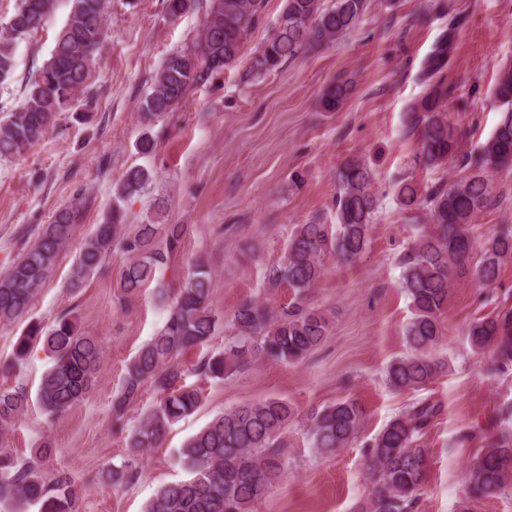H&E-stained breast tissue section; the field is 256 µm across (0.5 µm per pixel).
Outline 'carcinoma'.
<instances>
[{"mask_svg":"<svg viewBox=\"0 0 512 512\" xmlns=\"http://www.w3.org/2000/svg\"><path fill=\"white\" fill-rule=\"evenodd\" d=\"M56 3L20 0L0 27V82L13 72L16 46L45 26ZM266 7L267 0H206L199 41L163 60L143 102L142 118L153 122L235 65L248 37L264 22ZM367 7V0H333L330 6L325 0H283L271 33L254 56L250 75L269 74L313 46L336 42L359 24ZM105 9L106 0H70L69 14L48 58L28 83L20 104L0 120V157L21 156L43 141L62 114L73 109L78 94L90 90L108 38ZM426 9L449 22L424 59L423 92L404 121L407 132L416 135L415 162L432 169L457 155V131L446 109V72L462 14L455 0H429ZM353 90L350 78L329 84L321 94L322 109L340 110ZM494 95L502 108L501 119L476 155L458 159L462 176L450 183L442 180L421 194L414 183L400 182L401 205L411 211L413 220L425 219L434 228L418 235L399 260L400 286L411 309L404 331L410 354L394 359L386 369V382L394 390L421 391L441 377L448 363L433 351L443 336L441 316L451 288L466 278L492 284L512 259V227L502 225L479 243L470 234L471 224L495 201L491 173L512 167V62L500 70ZM152 178L147 168L129 169L118 187V199L138 193ZM337 181L336 223L295 225L287 251L268 270L269 282L292 288L294 300L279 311L260 299L242 301L231 315L235 332L226 337L224 347L189 369L177 361L178 354L211 343L224 322L213 308L211 271L197 260L179 287L169 292L159 284L158 295L169 302L166 320L127 366L112 395V420L123 423L148 384L159 399L140 415L130 436L128 458L101 470L105 484L118 488L139 479L144 452L161 447L170 428L202 406L200 390L186 384L187 374L222 382L264 361L302 360L323 343L328 319L308 305L306 295L319 281L327 257L346 263L361 257L377 211L368 163L347 160ZM79 215L77 202L58 210L26 253L0 274L1 325L28 313L38 288L73 238ZM187 231L185 224H139L131 229L116 205L81 247L71 287L83 283L117 249L127 259L117 294V300L124 302L147 282L160 278L181 252ZM467 341L476 350H491L490 370L511 364L512 311L473 320ZM39 344L51 364L40 379L36 401L46 418L53 420L94 390L103 366V346L95 337L80 333L74 318L65 314L49 328L30 323L12 344L9 368L21 370ZM29 402L23 385L0 388V512H28L31 507L37 512H82L72 477L64 472L50 476L43 468V460L52 452L48 439H42L36 455L25 460L3 440L4 430L20 419ZM440 412V404L420 399L369 441L372 491L357 505L358 512H412L428 466L420 440ZM294 418L288 401L274 396L215 414L177 449L178 464L189 478L161 486L145 512H252L255 502L284 472L286 432ZM365 419V408L354 399L315 410L308 425L311 448L322 457L336 455L357 439ZM467 480L477 498L494 497L512 484V435L502 434L481 449L468 468Z\"/></svg>","mask_w":512,"mask_h":512,"instance_id":"carcinoma-1","label":"carcinoma"}]
</instances>
